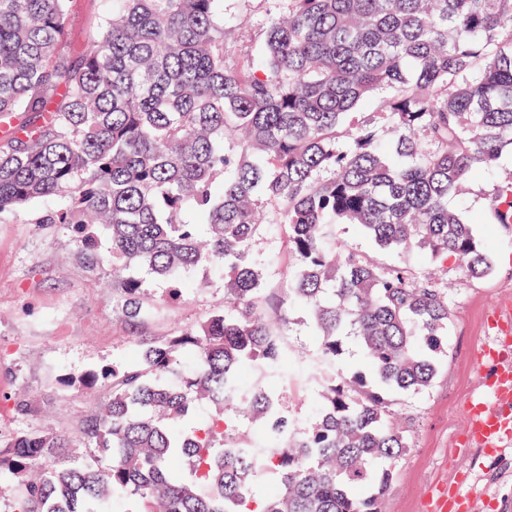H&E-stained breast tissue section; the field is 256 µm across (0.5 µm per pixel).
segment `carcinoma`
<instances>
[{"instance_id":"1","label":"carcinoma","mask_w":512,"mask_h":512,"mask_svg":"<svg viewBox=\"0 0 512 512\" xmlns=\"http://www.w3.org/2000/svg\"><path fill=\"white\" fill-rule=\"evenodd\" d=\"M276 2L257 57L234 55L224 0H112L71 60L69 0H0V218L50 202L28 223L66 227L91 264L106 233L131 326L153 315L133 270L167 282L168 304L190 269L224 276V302L197 328L137 337V364L59 379L107 388L79 434L108 467L46 464L71 447L56 433L0 440L13 512H382L412 428L392 421L389 396L433 385L452 312L435 278L344 253L336 226L492 273L448 196L512 152V0ZM376 93L386 142L370 120L343 128ZM267 206L296 259L285 297L254 256ZM489 211L512 224V178ZM287 301L321 336L302 365L323 405L302 430L243 374L284 371ZM353 347L369 369L338 374ZM200 404L209 415L186 429ZM242 420L264 456L240 452ZM177 456L189 477L170 475ZM259 471L278 491L258 502Z\"/></svg>"}]
</instances>
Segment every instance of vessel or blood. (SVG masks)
Listing matches in <instances>:
<instances>
[{
    "label": "vessel or blood",
    "mask_w": 512,
    "mask_h": 512,
    "mask_svg": "<svg viewBox=\"0 0 512 512\" xmlns=\"http://www.w3.org/2000/svg\"><path fill=\"white\" fill-rule=\"evenodd\" d=\"M493 322L500 331L497 346L481 347L479 360H489L494 369L485 380L483 393L475 395L467 405L464 447H476L494 452L512 445V413L505 403L512 401V322L501 314H493ZM469 497L458 487L425 498V512H467Z\"/></svg>",
    "instance_id": "obj_1"
}]
</instances>
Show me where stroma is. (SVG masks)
I'll list each match as a JSON object with an SVG mask.
<instances>
[{"label": "stroma", "instance_id": "35a3bbf8", "mask_svg": "<svg viewBox=\"0 0 512 512\" xmlns=\"http://www.w3.org/2000/svg\"><path fill=\"white\" fill-rule=\"evenodd\" d=\"M108 7V0H69L68 24L74 37L66 46L68 56L83 54L81 33L95 28ZM269 9L268 0H225L226 26H244L236 42L238 53L250 54L261 46ZM511 176L512 155L506 153L494 170L472 173L468 194L452 201L464 215L475 218L474 231L488 245L494 270L486 278L473 279L452 259L434 267L450 290L448 351L433 387L400 397L396 406L413 418L414 426L387 498V512H423L429 491L461 475L473 495L472 512H512V447L490 455L477 448L459 449L464 408L482 380L477 347L494 339L492 312L512 306V228L489 217L494 186ZM341 238L353 253L375 263L406 265L418 272L424 268L416 252L377 250L359 226H348ZM256 252L267 286L285 291L294 261L281 225L266 226ZM186 280L184 300L156 307L153 318L140 325L142 334L164 336L174 326L194 327L223 301L224 279L207 267L191 270ZM114 294L111 263L88 267L63 229L39 228L21 214L0 220V439L18 429L54 432L68 437L80 458L89 457L78 424L98 411L107 391L64 388L57 379L117 359L139 362L137 341L115 315ZM266 385L298 427L315 418L320 398L301 377H273ZM22 392L36 399L25 416L13 411V398Z\"/></svg>", "mask_w": 512, "mask_h": 512}]
</instances>
